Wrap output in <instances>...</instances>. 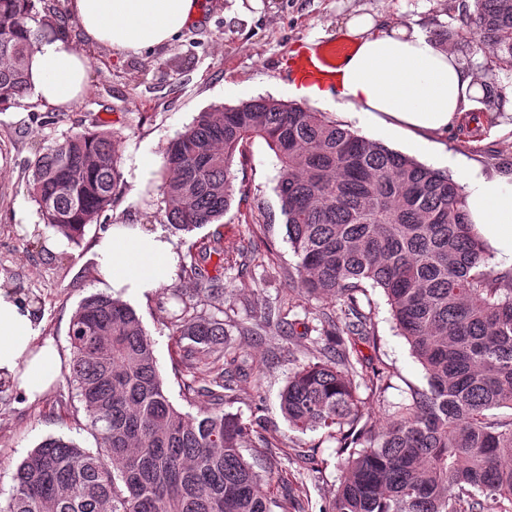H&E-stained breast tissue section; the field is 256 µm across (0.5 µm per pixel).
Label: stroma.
Segmentation results:
<instances>
[{
  "mask_svg": "<svg viewBox=\"0 0 512 512\" xmlns=\"http://www.w3.org/2000/svg\"><path fill=\"white\" fill-rule=\"evenodd\" d=\"M68 25V39L89 60V87L82 99L59 108L28 95L21 105L0 111V279L25 298L38 302L44 321L42 334L53 340L61 357V377L42 398L28 402L20 393L0 391V494L8 495L11 476L21 460L43 440L61 436L93 450L97 441L67 383L72 316L87 296L98 292L95 246L109 225L140 224L162 229L164 203L156 175H143L139 163L162 165L173 137L190 125L199 112L216 105L233 106L257 97L284 99L281 83L291 70V52L314 40L328 43L336 27L356 11L375 14L383 23L418 26L427 37L452 33L447 44L468 69L498 90L489 102H477L450 130L433 134L431 151L414 148V137L385 138L388 147L421 163L447 170L448 158H463L487 176L512 175V69L494 61L491 47L463 34V23L474 12V0H207L202 19L164 46L140 52H118L88 42L70 10V0H49ZM59 112L61 122L45 118ZM107 122L115 134L124 184L112 209L88 225L80 243L55 238L31 200L29 167L44 148L62 134ZM235 199L222 227L206 225L192 232L174 231L170 237L179 253L192 242L222 230L225 250L240 245L271 248L263 266L224 273V323L234 346L263 366L260 379L240 383L236 399L225 412L260 424L247 458L259 467L278 465L275 477L292 489L302 512H324L336 493L339 465L336 444L323 432L301 433L289 428L280 409V393L289 372L312 357L302 333L312 321L316 299L290 291L287 272L294 263L284 218L276 194L279 169L264 140L248 141L236 154ZM288 297L294 332L256 341L250 328L257 323L266 299ZM154 342L158 370L166 393L179 410L197 413L199 404L186 401L183 382L187 369L173 350L168 312L174 302L158 289L146 298H128ZM374 323L376 345L364 344L366 359L386 367L390 386L382 397L369 390L360 395L383 419L388 404L400 402L410 388L425 385L421 365L394 327L386 298L370 288L359 297ZM318 447L324 464L312 473L303 459Z\"/></svg>",
  "mask_w": 512,
  "mask_h": 512,
  "instance_id": "obj_1",
  "label": "stroma"
}]
</instances>
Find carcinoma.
Returning a JSON list of instances; mask_svg holds the SVG:
<instances>
[{
    "instance_id": "carcinoma-1",
    "label": "carcinoma",
    "mask_w": 512,
    "mask_h": 512,
    "mask_svg": "<svg viewBox=\"0 0 512 512\" xmlns=\"http://www.w3.org/2000/svg\"><path fill=\"white\" fill-rule=\"evenodd\" d=\"M467 26L512 69V0H475ZM66 34L36 0H0V106L31 89L39 39ZM260 138L279 165L276 193L295 258L290 286L326 304L315 312L312 359L296 366L281 410L298 431L336 442L340 476L328 512H512V272L489 266L490 248L468 221L448 173L361 136L328 113L273 97L201 112L172 140L159 173L165 222L190 232L224 218L233 162ZM114 134L96 124L66 133L34 161L28 191L46 226L77 243L120 194ZM258 249L224 252L221 233L181 256L179 277L198 302L224 298V266L244 268ZM383 291L426 385L377 423L359 388H389L357 345L372 318L358 294ZM170 312L175 353L189 369L170 402L140 317L105 293L74 313L69 383L97 440L94 451L50 437L12 474L0 512H274L279 500L243 454L254 422L224 412L242 379L262 372L225 340L221 308L195 312L179 289ZM286 300L267 301L261 326L292 331ZM187 338L191 344H182ZM507 409L509 415L497 411Z\"/></svg>"
}]
</instances>
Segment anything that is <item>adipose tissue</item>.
<instances>
[{"mask_svg": "<svg viewBox=\"0 0 512 512\" xmlns=\"http://www.w3.org/2000/svg\"><path fill=\"white\" fill-rule=\"evenodd\" d=\"M86 38L117 51L137 52L171 41L197 23L203 0H70ZM353 48L336 67V81L320 100L340 101L353 116L381 129L429 135L448 129L473 109L477 78L457 56L418 29L377 27L367 14L349 16L337 30ZM31 84L51 105L76 102L88 86V60L64 38L42 41L29 64ZM460 182L468 218L498 258L512 264V177L488 179L464 168ZM97 277L113 296H140L169 283L174 246L138 224L110 225L96 247ZM43 320L14 289L0 286V386L28 398L46 393L59 379L56 347L41 339Z\"/></svg>", "mask_w": 512, "mask_h": 512, "instance_id": "ef3b65f1", "label": "adipose tissue"}]
</instances>
